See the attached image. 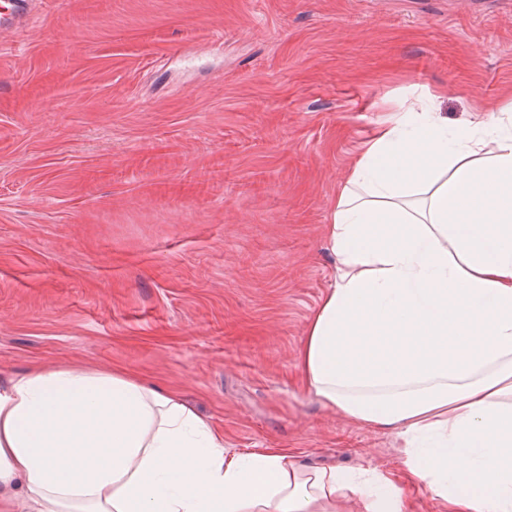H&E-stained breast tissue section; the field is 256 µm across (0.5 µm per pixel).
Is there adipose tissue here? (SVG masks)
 <instances>
[{"instance_id":"ef3b65f1","label":"adipose tissue","mask_w":512,"mask_h":512,"mask_svg":"<svg viewBox=\"0 0 512 512\" xmlns=\"http://www.w3.org/2000/svg\"><path fill=\"white\" fill-rule=\"evenodd\" d=\"M493 153H486V145ZM336 265L297 352L307 389L390 429L445 512H512V120L432 106L364 143L324 226ZM406 512L375 470L230 454L177 394L119 370L0 387V512Z\"/></svg>"}]
</instances>
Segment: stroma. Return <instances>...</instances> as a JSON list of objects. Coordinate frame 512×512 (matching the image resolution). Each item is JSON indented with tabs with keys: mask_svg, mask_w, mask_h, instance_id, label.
<instances>
[{
	"mask_svg": "<svg viewBox=\"0 0 512 512\" xmlns=\"http://www.w3.org/2000/svg\"><path fill=\"white\" fill-rule=\"evenodd\" d=\"M425 93L454 125L512 107V0H42L0 38V386L125 369L228 452L374 468L441 512L295 360L336 190Z\"/></svg>",
	"mask_w": 512,
	"mask_h": 512,
	"instance_id": "35a3bbf8",
	"label": "stroma"
}]
</instances>
